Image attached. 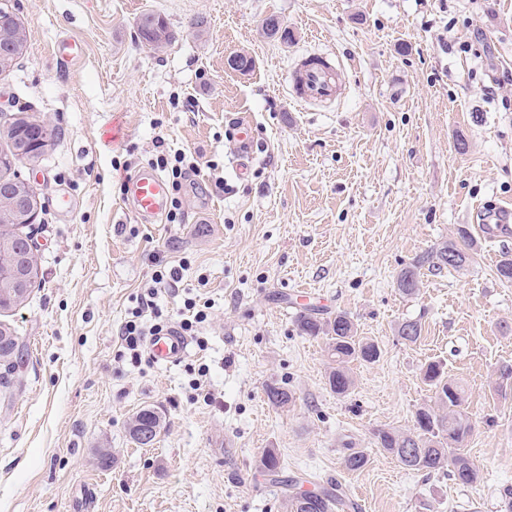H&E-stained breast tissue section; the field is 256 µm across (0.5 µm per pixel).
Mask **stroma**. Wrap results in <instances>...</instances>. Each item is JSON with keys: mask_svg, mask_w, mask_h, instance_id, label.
<instances>
[{"mask_svg": "<svg viewBox=\"0 0 512 512\" xmlns=\"http://www.w3.org/2000/svg\"><path fill=\"white\" fill-rule=\"evenodd\" d=\"M23 23L27 51L0 74V129L26 112L52 129L21 167L43 208L21 226L37 250L27 301L0 313L24 350L0 389V512H287L289 488L339 484L362 512H500L512 488V283L496 267L512 238L474 237L465 269L400 270L457 241L476 211L512 204V0H0ZM161 16L172 43L143 46L137 22ZM275 15L287 38L267 37ZM486 34L478 52L460 43ZM65 37L83 57L55 56ZM310 53L340 61L329 103L297 106L289 75ZM244 54L253 67L232 70ZM496 86L494 96L484 87ZM116 147L101 137L113 119ZM251 127V172L235 173L229 123ZM212 163L181 191L177 224H147L123 186L158 152ZM223 188H216V181ZM69 196L72 212L56 207ZM187 261L163 313L209 303L182 359L134 366L117 330L151 285L155 257ZM348 313L380 358L352 363L355 385L332 392L327 340L300 334L307 310ZM418 321L417 342L396 329ZM441 362L467 393L475 423L463 451L472 487L425 475L376 448L373 431L414 426L435 405L421 379ZM206 375H199V367ZM277 382L286 408L265 395ZM164 428L136 443L132 418ZM110 449L112 462L98 454ZM276 449L277 479L259 464ZM365 452L360 470L342 465ZM161 428L162 420L157 411L153 409H142L131 420L129 432L132 438L140 443L137 436L138 432L142 430L154 431L153 441L150 443L152 444L161 432Z\"/></svg>", "mask_w": 512, "mask_h": 512, "instance_id": "1", "label": "stroma"}]
</instances>
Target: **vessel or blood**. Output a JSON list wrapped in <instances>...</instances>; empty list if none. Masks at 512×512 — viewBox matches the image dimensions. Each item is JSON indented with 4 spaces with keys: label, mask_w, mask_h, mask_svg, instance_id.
I'll return each instance as SVG.
<instances>
[{
    "label": "vessel or blood",
    "mask_w": 512,
    "mask_h": 512,
    "mask_svg": "<svg viewBox=\"0 0 512 512\" xmlns=\"http://www.w3.org/2000/svg\"><path fill=\"white\" fill-rule=\"evenodd\" d=\"M344 70L328 56L310 54L302 58L291 74L292 95L301 106L329 102L336 98ZM127 209L142 218L158 219L169 208L170 193L166 180L153 167H141L129 182ZM478 232L486 238L502 240L512 236V207L481 220ZM147 348L154 361L161 364L178 362L188 348V340L170 328L149 337Z\"/></svg>",
    "instance_id": "obj_1"
}]
</instances>
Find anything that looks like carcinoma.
<instances>
[{
	"mask_svg": "<svg viewBox=\"0 0 512 512\" xmlns=\"http://www.w3.org/2000/svg\"><path fill=\"white\" fill-rule=\"evenodd\" d=\"M137 38L144 45L155 47L172 41L174 33L163 18L144 14L137 23ZM470 258L466 249L454 242H444L401 269L396 286L402 294L414 295L419 291V271L422 268L433 271L448 267L461 270ZM297 327L308 336L326 335L330 357L334 362L328 383L339 396L348 394L354 385L349 364L355 361L373 363L381 353L377 342L357 335L353 320L345 312H338L329 318L302 313L297 318ZM397 335L406 342L414 343L421 336V325L416 321H404L398 326ZM422 379L434 390L437 408L419 409L411 431L394 427L375 430V444L410 470L427 475L442 473L458 485L472 486L481 480V474L474 462L461 451L464 442L474 431V423L466 411L465 389L460 383L449 379L437 361L424 365ZM265 393L270 404L277 408H284L293 401L291 391L277 383L268 384ZM161 428L162 420L157 411L142 409L131 420L129 432L136 440L137 433L142 430L157 436ZM348 507L345 495L336 484L288 497V512H342Z\"/></svg>",
	"mask_w": 512,
	"mask_h": 512,
	"instance_id": "carcinoma-1",
	"label": "carcinoma"
}]
</instances>
